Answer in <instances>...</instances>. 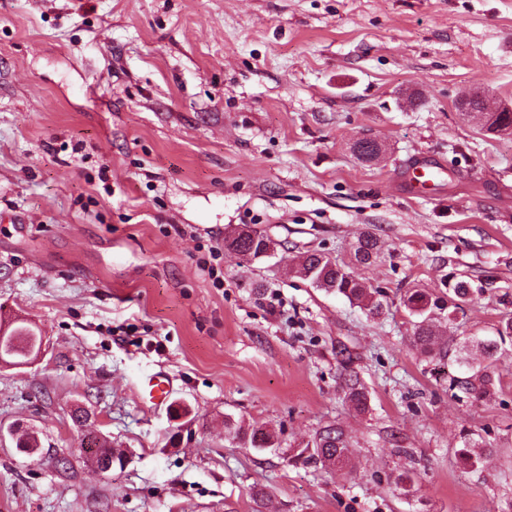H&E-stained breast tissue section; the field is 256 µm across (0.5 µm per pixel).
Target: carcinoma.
Listing matches in <instances>:
<instances>
[{"mask_svg": "<svg viewBox=\"0 0 512 512\" xmlns=\"http://www.w3.org/2000/svg\"><path fill=\"white\" fill-rule=\"evenodd\" d=\"M482 116L484 120L480 125L486 133L512 134V109L498 105L496 111L484 112ZM353 151L360 160L374 162L381 158L385 148L380 142L370 144L358 140L353 144ZM272 245L274 242L267 235L256 230H241L224 236V248L249 262L270 256ZM382 251L380 238L371 232H365L353 245L352 261L357 265H370L379 258ZM294 272L317 288L340 293L348 300L357 302L370 316L381 313V290L357 278L347 266L324 253L314 251L300 256ZM443 288L445 292L442 295L432 291L411 290L403 297L404 307L410 315L417 318L412 330L414 345L428 355L436 353L441 357L449 355V351L443 350L441 346L437 326L433 323V314L437 311L443 313L451 308L456 310L460 308V304L474 300L471 281L453 272L448 274ZM6 335L16 336L23 342L21 347L8 341L0 343V359L12 358L16 365L28 362L25 347L37 348L41 341V337L31 326L13 328ZM508 340L512 341V312L502 316L496 328V336L473 342V348L480 352L485 365L471 370L467 376L451 378L450 387L462 391L476 401L492 399L499 383L493 366L501 345ZM343 384L346 399L360 410L366 408L367 391L359 376L348 373L343 378ZM224 427L233 438H240L253 448H270L275 443L274 435L262 429L252 431L247 437L241 436L240 428L230 418L224 420ZM486 451L485 441L471 437L467 430L463 431L462 448L458 450L462 460L477 466L481 464ZM348 459L349 448L343 432L330 425L316 434L312 452L305 458V462L341 467Z\"/></svg>", "mask_w": 512, "mask_h": 512, "instance_id": "carcinoma-1", "label": "carcinoma"}]
</instances>
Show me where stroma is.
Returning a JSON list of instances; mask_svg holds the SVG:
<instances>
[{
  "mask_svg": "<svg viewBox=\"0 0 512 512\" xmlns=\"http://www.w3.org/2000/svg\"><path fill=\"white\" fill-rule=\"evenodd\" d=\"M476 92L512 108V0H0V323L43 339L0 366V512H507L512 345L496 398L458 399L466 366L413 347L402 304L452 272L481 282L439 327L459 347L512 311V135L461 115ZM428 158L446 184L410 195L403 168ZM242 228L275 255L226 251ZM367 230L374 319L293 271ZM228 416L274 447L232 441ZM329 424L348 466L303 463ZM465 429L493 446L481 468ZM98 437L129 456L106 477ZM169 394V379L160 373L145 382L142 389V400L146 405L160 406L167 402ZM343 387L346 399L357 409H365L367 406V391L361 379L356 373H348L343 378ZM472 434L466 429L463 430L462 448L458 450L459 457L471 466L481 464L487 451V443L471 437Z\"/></svg>",
  "mask_w": 512,
  "mask_h": 512,
  "instance_id": "35a3bbf8",
  "label": "stroma"
}]
</instances>
